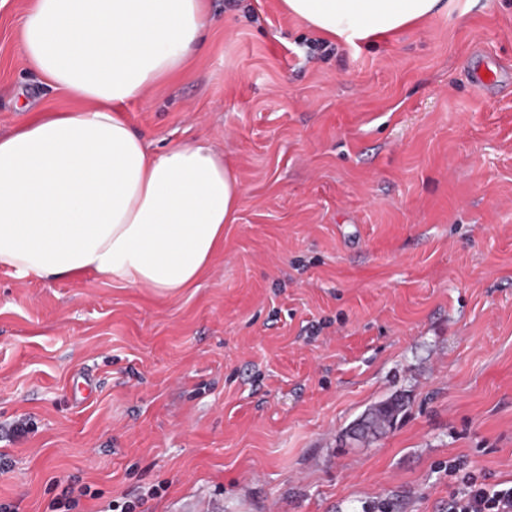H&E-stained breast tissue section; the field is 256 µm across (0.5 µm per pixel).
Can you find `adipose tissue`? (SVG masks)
I'll return each instance as SVG.
<instances>
[{"label": "adipose tissue", "instance_id": "1", "mask_svg": "<svg viewBox=\"0 0 512 512\" xmlns=\"http://www.w3.org/2000/svg\"><path fill=\"white\" fill-rule=\"evenodd\" d=\"M348 42L400 31L447 0H283ZM212 19L206 0H27L26 65L73 109L0 136V267L39 281L95 274L174 295L193 287L235 223L240 183L207 139L156 153L127 102L178 76Z\"/></svg>", "mask_w": 512, "mask_h": 512}]
</instances>
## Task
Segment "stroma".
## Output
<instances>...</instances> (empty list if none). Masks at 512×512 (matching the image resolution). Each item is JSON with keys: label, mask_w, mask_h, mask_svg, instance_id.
Listing matches in <instances>:
<instances>
[{"label": "stroma", "mask_w": 512, "mask_h": 512, "mask_svg": "<svg viewBox=\"0 0 512 512\" xmlns=\"http://www.w3.org/2000/svg\"><path fill=\"white\" fill-rule=\"evenodd\" d=\"M0 0V133L68 108ZM197 57L127 103L154 151L209 139L242 187L224 247L164 297L0 268V500L50 512H448L451 462L512 482V0L329 40L281 0H210ZM386 433L348 430L391 396ZM25 432L14 433L18 422Z\"/></svg>", "instance_id": "35a3bbf8"}]
</instances>
